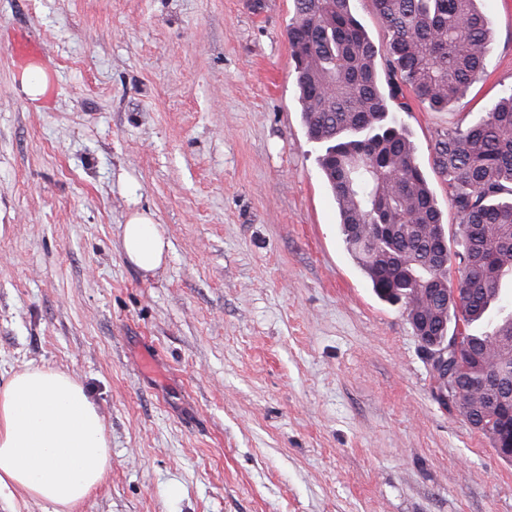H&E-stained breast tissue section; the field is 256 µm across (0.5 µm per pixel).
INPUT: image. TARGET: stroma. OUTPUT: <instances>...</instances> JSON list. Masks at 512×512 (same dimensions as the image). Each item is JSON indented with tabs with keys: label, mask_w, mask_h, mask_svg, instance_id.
<instances>
[{
	"label": "stroma",
	"mask_w": 512,
	"mask_h": 512,
	"mask_svg": "<svg viewBox=\"0 0 512 512\" xmlns=\"http://www.w3.org/2000/svg\"><path fill=\"white\" fill-rule=\"evenodd\" d=\"M484 71L400 118L431 148L512 87V0ZM293 0H0V382L64 370L103 414L73 512H512V460L431 394L404 307L340 232L291 75ZM38 40L48 99L19 89ZM170 244L146 277L122 226ZM122 244L126 259L146 275H153L166 263L170 248L151 214L138 210L123 224Z\"/></svg>",
	"instance_id": "stroma-1"
}]
</instances>
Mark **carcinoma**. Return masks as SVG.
Listing matches in <instances>:
<instances>
[{"mask_svg":"<svg viewBox=\"0 0 512 512\" xmlns=\"http://www.w3.org/2000/svg\"><path fill=\"white\" fill-rule=\"evenodd\" d=\"M373 2L388 39L383 71L353 0H294L288 42L307 136L321 149L343 242L374 293L404 304L417 336L453 325L459 343L448 362L459 377L444 407L493 444L502 422L474 382L494 378V396L512 408V311L501 305L502 284L512 281V87L432 147L459 220L454 293L451 254L435 234L446 240L448 229L397 112L408 111L406 90L437 111L465 94L491 50L488 20L480 0ZM373 224L395 230L375 238Z\"/></svg>","mask_w":512,"mask_h":512,"instance_id":"1","label":"carcinoma"}]
</instances>
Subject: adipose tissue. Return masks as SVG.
<instances>
[{
  "instance_id": "1",
  "label": "adipose tissue",
  "mask_w": 512,
  "mask_h": 512,
  "mask_svg": "<svg viewBox=\"0 0 512 512\" xmlns=\"http://www.w3.org/2000/svg\"><path fill=\"white\" fill-rule=\"evenodd\" d=\"M122 244L126 259L147 275L168 258L167 240L144 211L129 215ZM110 465L105 419L71 374L24 367L0 385V500H40L73 512Z\"/></svg>"
}]
</instances>
